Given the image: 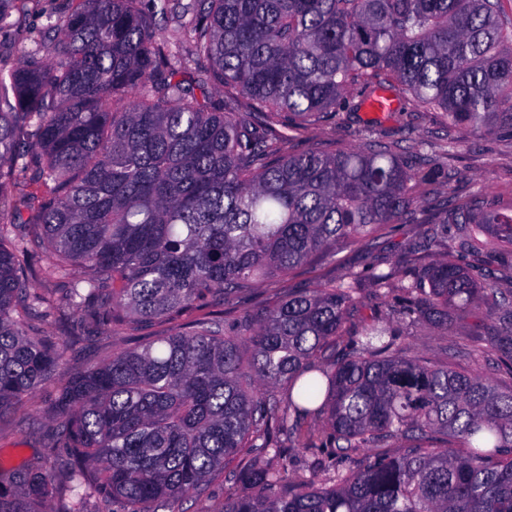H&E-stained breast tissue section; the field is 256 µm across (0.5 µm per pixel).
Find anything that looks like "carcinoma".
Here are the masks:
<instances>
[{
    "label": "carcinoma",
    "instance_id": "1",
    "mask_svg": "<svg viewBox=\"0 0 512 512\" xmlns=\"http://www.w3.org/2000/svg\"><path fill=\"white\" fill-rule=\"evenodd\" d=\"M64 2L38 32L48 60L0 66V198L17 193L0 203V415L52 380L64 350L42 324L66 336L71 310L123 335L206 302L232 309L258 280L403 218L425 225L409 252L426 259L370 268L380 315H360L352 271L73 375L53 406L64 452L0 484V512H46L59 474L63 512L99 500L183 512L217 473L232 489L224 512H512V387L402 341L484 304L512 373V287L493 269L512 262V200L456 199L431 222L409 182L451 174L409 172L372 129L334 152L285 149L354 91L442 109L475 137L512 135L501 0ZM18 11L0 0V33L30 39ZM178 13L182 38H160L157 21ZM44 241L54 261L38 271ZM38 274L54 287L30 288ZM287 448L310 452L301 470Z\"/></svg>",
    "mask_w": 512,
    "mask_h": 512
}]
</instances>
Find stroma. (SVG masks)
<instances>
[{
    "label": "stroma",
    "mask_w": 512,
    "mask_h": 512,
    "mask_svg": "<svg viewBox=\"0 0 512 512\" xmlns=\"http://www.w3.org/2000/svg\"><path fill=\"white\" fill-rule=\"evenodd\" d=\"M361 100L360 93H352L348 102L337 108L332 123L306 126L290 144V151L299 152L313 146L332 150L357 144L361 130L370 124L380 140L398 141L408 134L423 142L425 154L436 159L446 158L452 179L446 189L432 197L428 218L439 216L452 193L459 196L485 192L512 195V138L491 136L466 141L461 129L449 127L441 111L375 115L362 106ZM452 137L457 139L458 145L447 157L443 149ZM423 230L420 224H393L368 246L341 248L335 257L297 267L286 275L271 276L260 284L257 296L241 300L238 310L255 312L260 302L275 303L301 289L341 279L351 270H368L377 263L385 268L402 266L410 243L418 239ZM489 323L490 312L483 308L460 314L453 325L445 328L431 325L412 328L405 342L411 354L438 360L445 359L447 351H456L463 369L491 376L495 373L496 351L486 335ZM43 329L63 344L64 355L51 384L28 396V413L13 412L0 418V460L15 467L30 463L34 457L48 455L51 404L61 386L91 363L132 346L126 337L104 333L74 344L69 337L61 335L51 321L46 322Z\"/></svg>",
    "instance_id": "stroma-1"
}]
</instances>
